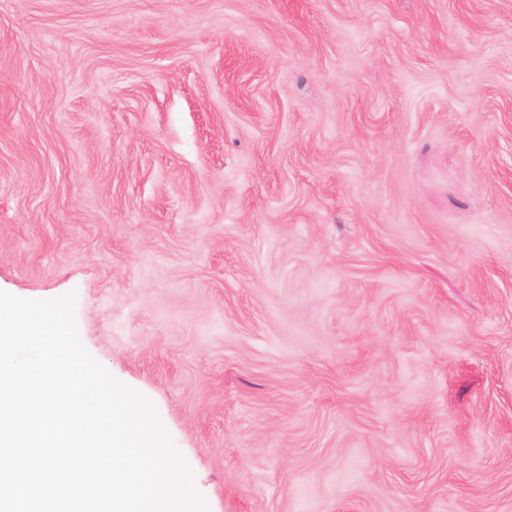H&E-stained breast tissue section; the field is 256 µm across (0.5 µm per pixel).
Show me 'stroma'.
<instances>
[{
	"mask_svg": "<svg viewBox=\"0 0 512 512\" xmlns=\"http://www.w3.org/2000/svg\"><path fill=\"white\" fill-rule=\"evenodd\" d=\"M0 289L211 512H512V0H0Z\"/></svg>",
	"mask_w": 512,
	"mask_h": 512,
	"instance_id": "1",
	"label": "stroma"
}]
</instances>
